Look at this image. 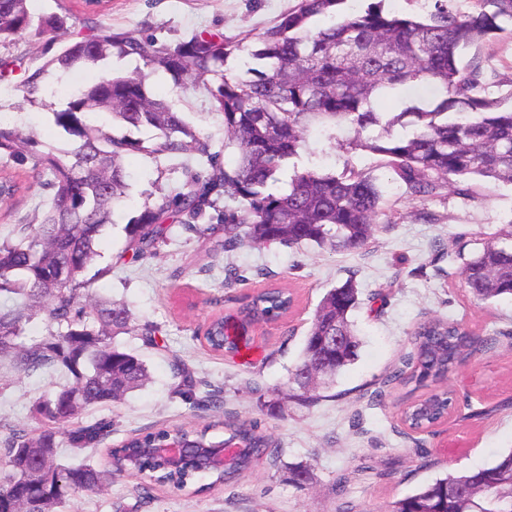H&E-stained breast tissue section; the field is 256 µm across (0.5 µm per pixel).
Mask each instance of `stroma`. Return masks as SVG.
Masks as SVG:
<instances>
[{
  "mask_svg": "<svg viewBox=\"0 0 512 512\" xmlns=\"http://www.w3.org/2000/svg\"><path fill=\"white\" fill-rule=\"evenodd\" d=\"M299 0H103L101 19L118 31L135 30L170 43L192 35H218L238 40L271 25ZM44 39L26 34L0 44V58L17 59L22 69L0 79V118L25 134H35L45 145L59 149L67 143L48 110L30 105L19 87L22 70L41 62ZM482 94L512 106V31L482 46L479 59ZM154 95L173 104L195 129L211 138L224 167L234 165L237 152L224 146L223 119L208 92L191 82L177 85L163 73L152 74ZM130 173L129 198L115 206L99 246L92 286L99 294L125 300L135 322L158 326L157 347L144 346L135 336L120 341L146 361L150 383L118 403L85 411L80 424L109 422L111 431L96 447L78 452L62 449L60 461H83L106 466L107 450L131 434L162 425L203 424L211 411L193 408L175 394L177 368L184 365L200 380L199 395L213 394L225 410L260 421L278 441L277 464H261L242 478L238 487L217 489L198 497H183L160 488L153 500L138 505L135 489L140 475L115 477L108 490L72 493L66 512H112L113 504L137 506L138 512H334L336 479L359 464L374 470L371 477L348 484L346 495L389 512L393 502L430 483L447 471H466L491 464L512 449V298L476 304L459 275L442 276L447 258L439 248L469 241L512 221V186L472 181L469 195L446 187L434 196L416 199L405 192L396 175L373 154L339 148L329 132L308 140L301 156L290 160L280 174L288 181L294 170L318 166L342 171L344 166L371 172L383 186L391 213L374 243L355 252H335L303 245L243 247L208 260L205 236L173 225L170 239L153 258L125 257V226L144 201L180 187L182 172L167 163L135 154L126 157ZM49 191L39 181L13 200L0 204V227L37 224ZM434 214L433 222L420 212ZM234 268L245 281L228 288L224 271ZM354 278L363 299L353 320L362 340L355 363L337 376L317 405L291 406L282 419L271 418L266 404L272 388L284 385L299 361L303 339L317 305L330 288ZM273 284H284L296 297L293 312L283 323L263 326L253 333L252 349L236 357L211 352L194 336L213 313L234 309L244 294ZM438 316L461 321L474 329L502 332L498 349L466 359L448 378L462 408L426 436L427 465L409 453L411 435L405 434L393 404L406 390L385 385L394 365L413 350L411 331L419 320ZM58 373L29 375L0 362V451L14 430L34 426L32 410L40 397L64 384ZM381 402H370L375 390ZM311 467L313 481L298 487L291 469Z\"/></svg>",
  "mask_w": 512,
  "mask_h": 512,
  "instance_id": "35a3bbf8",
  "label": "stroma"
}]
</instances>
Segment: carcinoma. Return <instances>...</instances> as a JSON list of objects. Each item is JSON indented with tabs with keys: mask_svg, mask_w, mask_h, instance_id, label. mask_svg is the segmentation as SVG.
<instances>
[{
	"mask_svg": "<svg viewBox=\"0 0 512 512\" xmlns=\"http://www.w3.org/2000/svg\"><path fill=\"white\" fill-rule=\"evenodd\" d=\"M346 2L299 0L255 37L243 75L229 76L227 62L241 49L231 39L194 35L159 44L103 22L71 35L56 13H33L27 0H0V43L24 34L61 40L55 54L24 70L21 84L26 101L51 108L55 126L71 142L65 151L43 149L17 127L0 123V160L31 163V173L52 190L32 235L0 239V298L11 302L0 306V359L26 373L53 367L72 378L35 404L37 427L14 430L5 447L10 457L26 449V465L40 472L38 481L47 491L46 512H63L70 493L103 489L125 472L146 479L141 487L146 494L158 485L196 496L232 488L258 465L279 459L271 435L257 421L227 416L201 428L161 426L131 436L112 449L108 469L58 463L59 449L91 448L105 428L70 423L149 380L144 361L116 338L139 336L151 344L158 327L135 323L125 304L93 294L85 279L114 206L128 198L125 156L162 159L185 176L181 191L144 204L126 225L127 250L134 259L157 254L171 217L196 232L197 221L210 209L221 230L210 242L214 255L244 246L309 243L340 252L369 246L379 224L391 223L382 187L371 173L312 167L294 172L287 188L273 189L283 166L300 156L316 128L348 130L352 136L345 149L381 157L415 198L449 185L467 195L470 187L463 183L475 179L512 185V108L476 93L478 51L504 31L502 23L512 22V0H475L467 14L457 12L452 0H434L423 15L386 10L384 0L347 11ZM126 57L142 60L153 73H166L177 85L188 80L209 92L223 117L224 147L238 152L233 168L221 167L209 137L151 95L148 74L113 72L112 60ZM91 66L106 68L105 75L79 87L64 108L53 109L52 86ZM393 96L401 100L399 111H377L379 99ZM98 111L111 116L112 124L90 122L89 115ZM141 127L154 129L155 137L144 141L127 134ZM223 197L238 206L217 209ZM448 260L457 264L476 301L512 295V221L486 234L468 253L463 245L449 252ZM359 304L350 278L325 294L288 382L271 391V417H282L290 402L314 405L319 392L356 360L360 340L351 314ZM292 305L288 289H264L213 318L204 340L215 351L238 355L253 341L255 325L282 319ZM40 312L58 329L27 343L25 326ZM337 334L344 337L339 344L333 340ZM412 336L414 352L385 383L409 386L413 393L441 384L464 358L496 344L494 337L439 318L418 323ZM178 375L184 400L197 408H220L207 396L197 397L198 381L188 370L181 368ZM455 408L457 400L442 390L412 402L401 416L411 430L423 432ZM217 428L224 439L210 434ZM170 436L208 447L234 440L240 454L232 465L209 471L208 484H198L202 475L191 462L173 481L156 462L136 459L138 448ZM391 512H512V451L477 470L445 473L397 500Z\"/></svg>",
	"mask_w": 512,
	"mask_h": 512,
	"instance_id": "carcinoma-1",
	"label": "carcinoma"
}]
</instances>
